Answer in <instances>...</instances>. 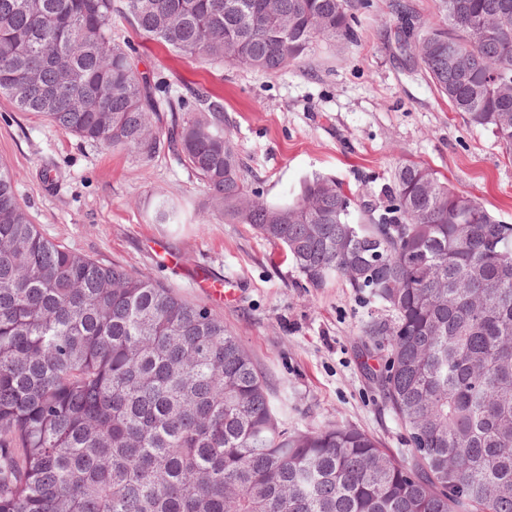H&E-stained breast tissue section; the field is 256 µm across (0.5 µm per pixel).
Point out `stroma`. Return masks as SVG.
<instances>
[{
    "instance_id": "obj_1",
    "label": "stroma",
    "mask_w": 512,
    "mask_h": 512,
    "mask_svg": "<svg viewBox=\"0 0 512 512\" xmlns=\"http://www.w3.org/2000/svg\"><path fill=\"white\" fill-rule=\"evenodd\" d=\"M393 3L363 0L356 41L317 43L282 71L177 61L164 49L143 53L139 68L174 101L189 83L219 93L245 183L267 202L288 201L302 180L321 174L382 206L397 164L412 161L512 224V161L490 132L454 112L422 68L403 60L390 37ZM0 162L45 237L145 274L221 316L288 428L344 422L409 454L376 381L383 353L359 339L362 323L384 317L381 306L340 276L310 287L281 245L251 225L221 220L175 152L144 159L106 149L0 96ZM161 199L176 210V223L154 222ZM202 272L237 289V299L211 300L194 284Z\"/></svg>"
}]
</instances>
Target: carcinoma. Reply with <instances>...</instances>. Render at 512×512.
I'll list each match as a JSON object with an SVG mask.
<instances>
[{"instance_id":"cac0c4a2","label":"carcinoma","mask_w":512,"mask_h":512,"mask_svg":"<svg viewBox=\"0 0 512 512\" xmlns=\"http://www.w3.org/2000/svg\"><path fill=\"white\" fill-rule=\"evenodd\" d=\"M353 0H0V96L143 158L167 141L218 214L281 245L313 288L342 276L392 313L361 332L408 433L400 457L342 423L290 430L224 320L46 238L0 163V512H512V224L430 168L382 209L335 179L249 193L224 107L176 110L112 42V13L180 55L280 71L355 38ZM400 49L512 155V0L405 5ZM176 212L165 201L155 222Z\"/></svg>"}]
</instances>
